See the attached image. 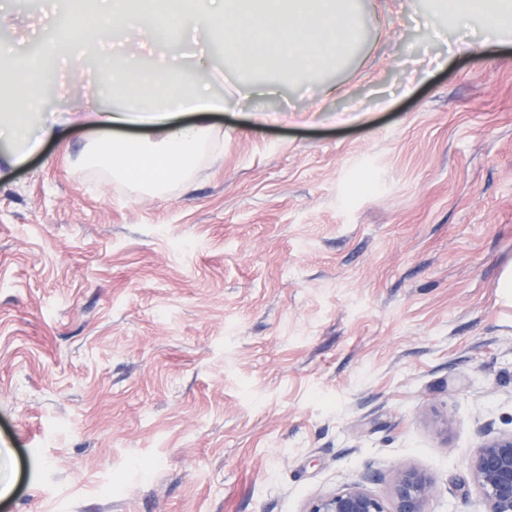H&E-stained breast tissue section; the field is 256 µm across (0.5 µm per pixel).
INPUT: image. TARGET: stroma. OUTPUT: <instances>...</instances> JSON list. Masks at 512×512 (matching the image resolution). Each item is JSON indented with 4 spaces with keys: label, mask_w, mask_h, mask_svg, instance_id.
Returning <instances> with one entry per match:
<instances>
[{
    "label": "stroma",
    "mask_w": 512,
    "mask_h": 512,
    "mask_svg": "<svg viewBox=\"0 0 512 512\" xmlns=\"http://www.w3.org/2000/svg\"><path fill=\"white\" fill-rule=\"evenodd\" d=\"M358 2L341 63L211 116L165 193L96 176L80 126L0 176V512H308L401 466L477 512L467 459L512 431V42L456 57L428 0ZM59 10L0 0V52ZM127 42L56 54L41 110L122 105L95 69ZM176 56L237 77L216 38L141 65Z\"/></svg>",
    "instance_id": "1"
}]
</instances>
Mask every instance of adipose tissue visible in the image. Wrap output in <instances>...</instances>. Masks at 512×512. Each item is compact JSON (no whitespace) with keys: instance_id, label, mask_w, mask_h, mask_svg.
Masks as SVG:
<instances>
[{"instance_id":"adipose-tissue-1","label":"adipose tissue","mask_w":512,"mask_h":512,"mask_svg":"<svg viewBox=\"0 0 512 512\" xmlns=\"http://www.w3.org/2000/svg\"><path fill=\"white\" fill-rule=\"evenodd\" d=\"M425 28L485 23L498 38L512 35V0H431ZM223 23L224 52L239 63L241 87H249L252 72L274 63L285 75H310L340 62L363 35L355 0H69L61 27L65 38L102 41L112 27L139 33L144 41L171 40L191 29L210 31ZM108 88L128 90L120 108L102 106L71 115L70 123L106 131L95 161L119 178L148 190H161L193 166L209 126L181 121V112L222 109L223 98L212 95L204 82L168 66L145 70L134 55L106 56L99 67ZM40 66L15 69L0 65V88L10 89L14 109L0 113V140L11 144L0 165L13 167L57 135L51 117L33 120L30 109L40 100Z\"/></svg>"}]
</instances>
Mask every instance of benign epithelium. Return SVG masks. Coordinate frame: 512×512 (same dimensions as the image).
Instances as JSON below:
<instances>
[{
    "instance_id": "benign-epithelium-1",
    "label": "benign epithelium",
    "mask_w": 512,
    "mask_h": 512,
    "mask_svg": "<svg viewBox=\"0 0 512 512\" xmlns=\"http://www.w3.org/2000/svg\"><path fill=\"white\" fill-rule=\"evenodd\" d=\"M481 512H512V432L486 433L467 461ZM435 483L426 472L400 467L385 499L359 482L312 503L308 512H430Z\"/></svg>"
}]
</instances>
